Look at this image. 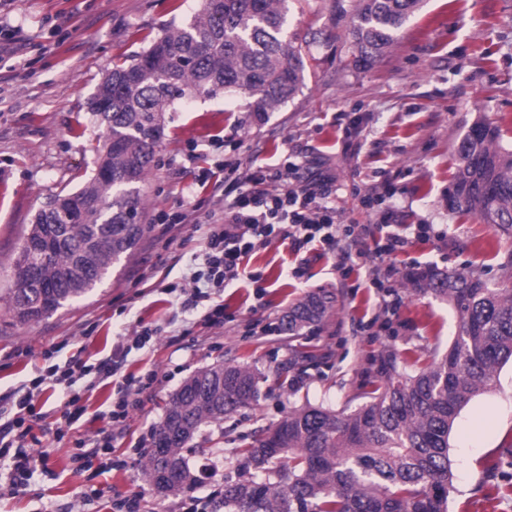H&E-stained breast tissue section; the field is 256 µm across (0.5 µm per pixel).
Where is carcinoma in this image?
Returning a JSON list of instances; mask_svg holds the SVG:
<instances>
[{
    "instance_id": "obj_1",
    "label": "carcinoma",
    "mask_w": 512,
    "mask_h": 512,
    "mask_svg": "<svg viewBox=\"0 0 512 512\" xmlns=\"http://www.w3.org/2000/svg\"><path fill=\"white\" fill-rule=\"evenodd\" d=\"M350 45L369 67L395 44L423 0H355ZM289 0H201L190 20L173 23L149 47L113 64L90 99L101 129L95 168L73 196L84 215L71 221L58 194L38 211L24 239L51 242L38 268L42 288L15 259L5 307L14 321L44 320L85 298L130 255L151 225L141 223L140 185L155 162L169 108L194 93H237L257 120L293 98L305 80L301 50L288 41ZM457 171L448 203L512 237V141L483 116L455 148ZM411 290L458 315V333L414 373L390 368L383 383L349 412L295 407L241 450L239 478L224 483V512H448L453 463L448 438L461 409L512 361V289L493 288L474 271L429 267L409 274ZM325 291L293 304L278 330L312 333L333 307ZM167 402L152 435L191 469L190 441L172 439L183 417L197 435L258 397L245 366L217 361L190 377Z\"/></svg>"
}]
</instances>
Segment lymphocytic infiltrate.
Listing matches in <instances>:
<instances>
[{
	"label": "lymphocytic infiltrate",
	"mask_w": 512,
	"mask_h": 512,
	"mask_svg": "<svg viewBox=\"0 0 512 512\" xmlns=\"http://www.w3.org/2000/svg\"><path fill=\"white\" fill-rule=\"evenodd\" d=\"M281 178L278 172L269 178L249 174L246 185L237 187L235 193L225 194L220 213L204 216L208 234L201 255L202 269L197 275L199 284L187 292L184 308L205 307L206 319L214 325L222 324L224 307L211 304L212 292L246 277L247 271L241 265L243 257L257 246L275 239L290 241L297 251L315 241L327 244L337 248L339 265L362 258L374 271L379 269L386 256L407 245V236L388 221L381 224L336 223L325 193L314 187L288 188ZM269 179L277 181V188L266 189L265 182ZM32 401V393L23 394L15 403L17 417L0 432L10 437L16 446L11 455L0 450V457H10L13 473L22 477L45 461L44 456L33 455L25 448L30 429L24 414L31 411Z\"/></svg>",
	"instance_id": "1"
}]
</instances>
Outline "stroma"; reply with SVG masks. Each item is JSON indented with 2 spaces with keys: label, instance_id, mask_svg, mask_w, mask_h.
I'll return each instance as SVG.
<instances>
[{
  "label": "stroma",
  "instance_id": "1",
  "mask_svg": "<svg viewBox=\"0 0 512 512\" xmlns=\"http://www.w3.org/2000/svg\"><path fill=\"white\" fill-rule=\"evenodd\" d=\"M354 0H293L288 37L306 57L298 94L257 122L240 96L203 95L179 102L167 115L156 162L140 187L143 223L150 232L130 257L86 298L37 323L20 325L0 308V417L11 418L18 390L46 367L96 364L138 326L154 329L143 350L121 365L133 383L155 374L141 407L122 425L105 414L117 395L113 380L83 382L85 413L60 440L61 393L52 382L35 392L41 418L32 451L47 455L21 489H0V512H116L137 497L141 512H191L234 476L236 448L278 423L303 402L354 409L380 382L392 359L413 371L447 349L458 316L432 296L413 295L407 277L431 265L476 271L497 288H512L503 265L512 239L478 216L448 207L456 139L474 118L497 121L512 138V0H425L373 68L356 67L348 31ZM199 0H0V289L11 285L18 246L35 213L58 193H69L94 167L99 131L89 109L97 84L113 62L146 48L175 21L190 17ZM224 139L211 147L213 137ZM301 169L288 185L324 182L340 224H378L385 210L409 230L405 249L385 259L395 272L396 304L385 311L382 293L366 267L337 270L333 252L314 242L295 251L275 240L246 259L265 291L249 281L214 294L224 323L210 325L202 310H187L176 286L189 283L196 255L206 245L203 224L160 223L162 214L221 211L235 181L201 186L198 176L217 160L241 170L283 169L288 155ZM386 187L385 203L369 201ZM428 225L417 233V225ZM303 266L302 278L292 270ZM327 290L336 302L312 336L279 331L292 303ZM249 367L259 398L221 427H208L189 453L198 484L181 495H158L142 463L152 448L170 394L216 360ZM147 381V380H146ZM113 430V469L77 458L76 441L92 444ZM454 462L448 512H512V362L494 386L459 413L449 437Z\"/></svg>",
  "mask_w": 512,
  "mask_h": 512
}]
</instances>
